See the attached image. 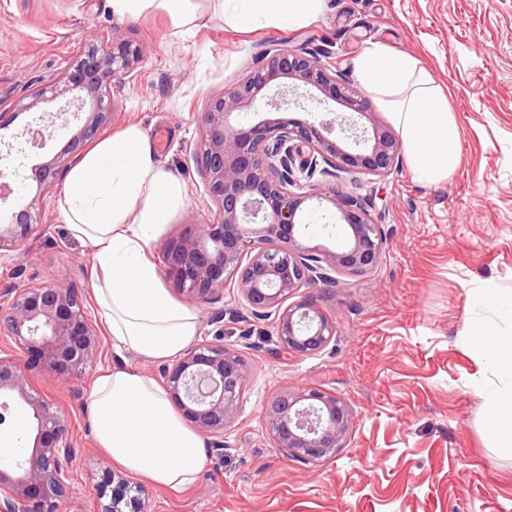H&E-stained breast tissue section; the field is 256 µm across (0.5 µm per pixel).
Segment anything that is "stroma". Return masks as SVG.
Wrapping results in <instances>:
<instances>
[{
	"mask_svg": "<svg viewBox=\"0 0 512 512\" xmlns=\"http://www.w3.org/2000/svg\"><path fill=\"white\" fill-rule=\"evenodd\" d=\"M90 27L104 36L119 28L152 47L112 93L100 136L130 124L163 134L156 160L187 185L186 208L151 245L157 263L189 216L213 215L192 160L197 113L266 48L306 45L354 85L366 44L412 55L460 127L458 164L445 181H419L405 154L383 180L346 177L347 192L373 200L386 244L373 272L319 289L336 320L320 353L283 354L272 320L254 317L235 288L200 307L202 333L223 334L251 378L223 450L207 449L199 480L184 491L153 488L154 512H512V453L487 432V394L512 379L481 359L475 334L481 323L512 331V317L476 300L491 284L512 302V0H324L302 28L236 32L210 14L178 35L163 14L115 17L110 0H0V113L29 85L60 75ZM58 199L42 202L45 226L23 246V271L0 260V289L66 272L101 317L90 296L93 250L69 236ZM37 383L61 397L77 442H92L86 399L71 398L49 373ZM308 386L346 401L353 420L335 456L303 463L274 447L263 409L283 388ZM101 476L98 455L81 456L65 512H93Z\"/></svg>",
	"mask_w": 512,
	"mask_h": 512,
	"instance_id": "obj_1",
	"label": "stroma"
}]
</instances>
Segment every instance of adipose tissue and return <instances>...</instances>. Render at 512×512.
I'll return each mask as SVG.
<instances>
[{
	"instance_id": "ef3b65f1",
	"label": "adipose tissue",
	"mask_w": 512,
	"mask_h": 512,
	"mask_svg": "<svg viewBox=\"0 0 512 512\" xmlns=\"http://www.w3.org/2000/svg\"><path fill=\"white\" fill-rule=\"evenodd\" d=\"M111 6L121 19L167 13L183 31L211 7L233 28L301 26L321 13L323 0H111ZM358 74L373 101L391 113L416 176L448 179L459 156V127L418 60L371 43L358 57ZM188 200L186 184L156 163L137 125L98 142L68 174L59 208L70 236L93 248L91 285L117 353L161 363L199 339L198 312L169 295L149 253ZM88 410L96 445L110 462L172 491L197 481L205 440L175 411L162 384L112 365L97 378Z\"/></svg>"
}]
</instances>
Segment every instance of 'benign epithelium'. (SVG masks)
<instances>
[{
  "instance_id": "obj_1",
  "label": "benign epithelium",
  "mask_w": 512,
  "mask_h": 512,
  "mask_svg": "<svg viewBox=\"0 0 512 512\" xmlns=\"http://www.w3.org/2000/svg\"><path fill=\"white\" fill-rule=\"evenodd\" d=\"M147 54L146 43L118 28L105 42L88 29L61 76L20 97L14 111L0 113V130L21 114L32 115L12 140L0 138V205L14 188L36 187L0 221V258L24 256L22 246L43 226L42 196L107 119L103 90L122 83ZM54 102L57 108L48 110ZM292 112L306 118H291ZM378 115L367 96L337 80L307 48L282 43L264 50L255 69L224 86L197 114L193 159L216 210L205 221L189 218L183 233L164 246L166 277L201 306L231 283L245 306L273 318L285 353L309 357L323 350L336 335V321L319 308L315 289L373 271L383 253L371 200L342 186L344 174L381 178L398 163L401 143ZM62 136L59 152L25 165ZM316 214L339 215L344 242L338 248L310 245ZM102 350L101 330L68 274L0 290V439L14 438L20 415L29 425L24 454L0 464V512H61L80 449L61 402L35 387V373L54 374L78 397L76 382ZM250 377L223 336H205L167 369L165 387L180 414L221 448ZM263 415L275 447L302 461L334 455L351 422L347 403L316 387L281 390ZM100 469L95 512H152L142 486L103 461Z\"/></svg>"
}]
</instances>
